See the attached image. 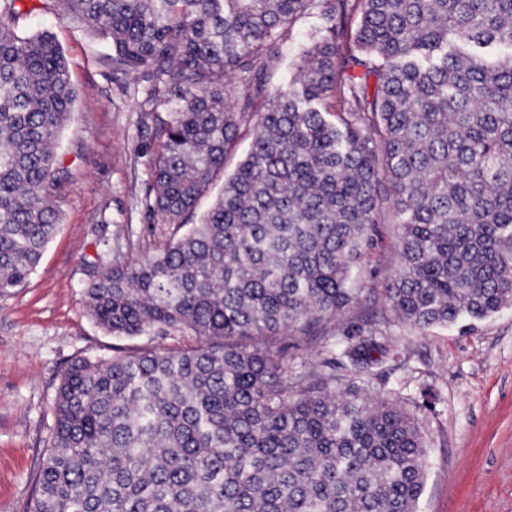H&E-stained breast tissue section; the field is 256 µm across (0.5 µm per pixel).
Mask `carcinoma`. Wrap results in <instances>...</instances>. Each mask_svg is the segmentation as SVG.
<instances>
[{
    "label": "carcinoma",
    "mask_w": 512,
    "mask_h": 512,
    "mask_svg": "<svg viewBox=\"0 0 512 512\" xmlns=\"http://www.w3.org/2000/svg\"><path fill=\"white\" fill-rule=\"evenodd\" d=\"M149 84L153 254L92 272L108 334L187 349L72 361L31 512H419L425 437L385 398L336 390L387 354L375 335L304 363L284 335L334 318L353 267L399 225L385 300L426 329L512 302V0H58ZM0 291L59 214L72 112L60 45L0 0ZM359 17L355 31L349 22ZM312 18L288 84L276 45ZM235 80V104L224 81ZM243 126L251 145L197 223Z\"/></svg>",
    "instance_id": "carcinoma-1"
}]
</instances>
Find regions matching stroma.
I'll return each instance as SVG.
<instances>
[{
	"instance_id": "35a3bbf8",
	"label": "stroma",
	"mask_w": 512,
	"mask_h": 512,
	"mask_svg": "<svg viewBox=\"0 0 512 512\" xmlns=\"http://www.w3.org/2000/svg\"><path fill=\"white\" fill-rule=\"evenodd\" d=\"M18 23L49 31L77 93L57 152V231L36 271L0 293V512H30L51 445L54 400L73 360H110L116 348L159 351L193 340L159 331L116 338L87 312L84 288L96 259L148 255L167 225L144 205L148 158L140 146L147 84L113 73L108 48L85 25L61 18L57 0H25ZM399 227L384 224L352 275L354 301L307 335L288 339L289 357L340 353L353 329L375 333L389 353L346 384L407 409L427 438L420 512H512V304L468 325L418 329L386 304L383 289L400 264Z\"/></svg>"
}]
</instances>
